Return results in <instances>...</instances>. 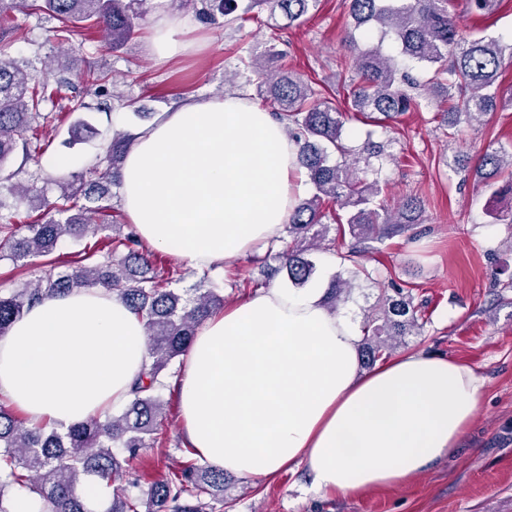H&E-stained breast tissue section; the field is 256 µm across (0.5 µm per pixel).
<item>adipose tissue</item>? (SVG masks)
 Masks as SVG:
<instances>
[{"label": "adipose tissue", "instance_id": "adipose-tissue-1", "mask_svg": "<svg viewBox=\"0 0 512 512\" xmlns=\"http://www.w3.org/2000/svg\"><path fill=\"white\" fill-rule=\"evenodd\" d=\"M180 21L150 43L193 50ZM284 124L244 98H188L133 140L121 207L150 247L198 270L277 239L298 173ZM361 334L321 285L263 288L199 329L175 389L185 447L243 479L305 465L318 492L399 486L452 455L483 383L469 364L413 352L358 370ZM148 361L143 322L102 288L32 307L0 337V394L31 422L64 429L123 407Z\"/></svg>", "mask_w": 512, "mask_h": 512}]
</instances>
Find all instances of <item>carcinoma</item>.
I'll list each match as a JSON object with an SVG mask.
<instances>
[{"mask_svg":"<svg viewBox=\"0 0 512 512\" xmlns=\"http://www.w3.org/2000/svg\"><path fill=\"white\" fill-rule=\"evenodd\" d=\"M234 0H180L213 24L218 17L228 25ZM320 0H248L267 7L291 26ZM147 0H0V19L29 9L43 12L56 21L51 41L57 55L49 57L48 71L62 75L50 81L37 77L30 62L13 57L8 47L29 41L28 31L13 23L0 32V179L10 181L16 172L7 171L22 151L27 158L42 148L40 120L46 104L63 98L69 90L68 76L76 74L87 86L102 87L109 81L101 69L79 68L80 58L69 47L74 29L87 22L98 28L112 45L121 49L139 31V20ZM349 17L355 27L391 34L399 54L429 66L434 75L428 84L431 94L441 93L448 101L444 122L449 127L481 124L498 106L491 89L500 85L512 52L485 37L469 38L460 20L448 13L447 0H349ZM354 51V79L349 111L368 118L378 114L393 119L420 106L418 97L404 84L408 75L398 69L395 58L373 46ZM272 58L252 57L244 62L257 77V95L268 101L273 115L283 122L298 146L299 167L306 170L315 192L294 203L289 216L288 238L268 247L263 258L265 282L287 276L294 288L312 280L316 262L312 251L333 250L336 239L328 237L330 225L323 222V206L336 202L346 210L338 219L336 234L349 235L356 244L342 256L351 262L352 279L341 276L330 284V306L336 307L353 279H373V271L354 257L367 252L365 243L382 242L420 223L421 204L407 198L394 210L376 205L381 193L379 180L369 181L371 168H361L362 154L383 160L390 157L387 146L366 141L362 147L342 142L343 112L328 100H320L314 88L292 71L275 69ZM132 138L117 135L107 147L106 168L93 165L57 181L60 194L51 202L47 187L34 183L19 186L37 216L25 220L0 212V261L25 263L46 256L65 237L97 240L83 251L76 267L49 271L16 288L0 290V336L33 305L43 299L83 289L100 287L112 292L135 313L145 326L150 363L134 380L131 398L119 415L92 416L66 429L47 423L28 426L14 412L0 407V512H11L10 487L18 485L37 497L45 512H87L76 494L81 479L94 474L111 485L122 480L140 486L142 475L133 466L142 448L166 443L163 429L165 405L160 392L176 376L173 363L186 355L205 319L224 308V298L206 287L204 272L195 287L178 293L170 285L183 279L178 269L164 274L156 270L154 253L146 250L132 226L114 223L110 206L101 204L109 186L118 184L125 154ZM338 159H332V152ZM477 181L494 194L512 195V145L484 154L475 168ZM314 242L302 249L304 239ZM423 328L410 288L380 289L378 304L365 315L361 343L364 364L372 366L392 354L398 338L417 335ZM232 476L189 457L167 476L149 483L141 496L112 492L107 512H215L224 504V488Z\"/></svg>","mask_w":512,"mask_h":512,"instance_id":"obj_1","label":"carcinoma"}]
</instances>
